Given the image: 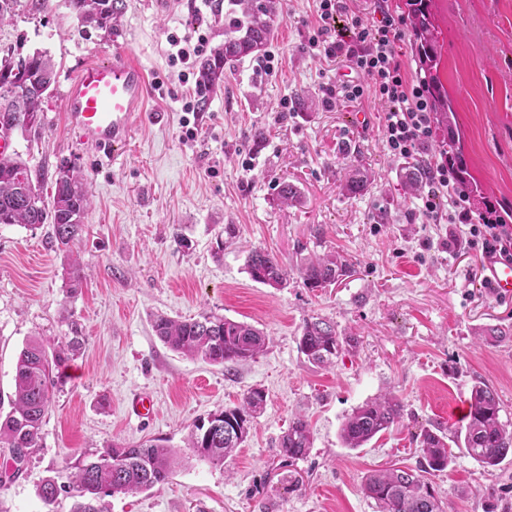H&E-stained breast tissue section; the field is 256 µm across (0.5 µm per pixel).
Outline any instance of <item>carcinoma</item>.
<instances>
[{
  "label": "carcinoma",
  "instance_id": "1",
  "mask_svg": "<svg viewBox=\"0 0 512 512\" xmlns=\"http://www.w3.org/2000/svg\"><path fill=\"white\" fill-rule=\"evenodd\" d=\"M431 0H407L414 18L413 26L420 63L426 71L438 72L441 49L431 21ZM78 22L112 34L124 14L126 0H68ZM277 19L276 0H227L224 5V47L201 63L198 75V106L206 110L211 95L228 62H242L260 52L274 34ZM56 83L54 65L42 51L23 54L7 49L0 57V131L11 128L23 135L41 126L44 99ZM439 123L448 129V152L455 150V111L452 102L433 94ZM404 186L419 192L425 186L421 167L408 162L403 167ZM45 173L31 167L20 156L0 158V224H18L33 228L53 225L57 249L67 250L84 230V219L91 201L84 178L74 167L59 169L52 182L51 195L44 194ZM370 175L356 171L344 188L349 193L363 191ZM246 269L255 282L282 288L288 282V270L276 254L253 250L246 259ZM352 263L337 252L313 254L304 258L298 269L307 288H330L350 276ZM160 340L171 350L214 365H233L255 358L266 346L264 332L247 322L203 313L193 319L159 316L153 324ZM72 336L65 345L49 354L43 345L31 341L17 358L14 392L8 396L9 411L0 419V444L6 448H24L32 454L39 448L43 420L51 405L55 389L62 382L57 373L80 350L83 337L77 324H71ZM479 336L492 345L512 339V326H488ZM357 341L343 336L336 324L321 317L304 320L298 347L314 366L330 365ZM266 405L260 388L248 390L239 406L229 410L240 421L238 429L224 430V412L212 413L194 425L188 447L199 458L222 464L246 442L250 423ZM403 403L394 396L367 401L353 409L342 422L339 437L347 448H361L377 434L401 423ZM463 439L467 454L485 468L501 464L512 455V426L500 419L497 393L484 383L470 393L468 422L464 429L452 432ZM419 438V466L415 469L387 467L369 474L362 486L363 494L373 500L377 512H445V502L428 476L442 472L452 462L453 453L446 434L422 430ZM313 435L304 416L297 414L279 442V454L292 464L307 456ZM179 451L147 440L135 445H112L78 460L67 474V483L47 478L37 488L44 506L51 507L60 492L75 498L72 512H108L104 498L115 494H135L161 486L172 475Z\"/></svg>",
  "mask_w": 512,
  "mask_h": 512
}]
</instances>
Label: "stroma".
<instances>
[{"instance_id": "stroma-1", "label": "stroma", "mask_w": 512, "mask_h": 512, "mask_svg": "<svg viewBox=\"0 0 512 512\" xmlns=\"http://www.w3.org/2000/svg\"><path fill=\"white\" fill-rule=\"evenodd\" d=\"M201 0H127L112 34L80 26L67 0L36 12L19 0L0 22V51L47 52L57 82L43 105L38 138L12 136L15 151L54 180L60 166L84 175L92 206L72 252L56 248L53 227L0 225V393L13 391L15 364L30 340L54 350L82 330L43 421L40 446L14 471L0 447V512H70L60 494L46 510L37 486L65 482L81 457L110 444L161 439L180 451L168 483L108 497L109 512H376L361 485L372 470L417 467V435L457 427L450 410L467 405L475 383L496 389L500 417L512 424V340L495 346L480 328L512 325V300L482 284L481 248L459 224H428L419 197L401 188L403 160L383 143L382 105L337 103L320 87L336 74L308 44L318 27L313 0H279L274 70L254 58L224 66L207 111L182 121L194 91L169 63L167 35L200 30L209 50L224 44V14ZM441 47L439 79L456 110L462 159L512 225V0H432ZM128 51L147 75L142 116L115 159L70 131L64 94L77 68ZM368 123L358 127L357 113ZM193 136H186V128ZM367 170L357 194L345 172ZM294 184L300 201L283 206ZM236 237L225 241L224 228ZM183 234L187 246L174 242ZM276 253L291 275L283 288L253 281L248 249ZM337 251L353 272L332 288H305L295 273L300 249ZM77 255L81 290L67 296L64 271ZM212 312L262 329L267 348L230 367L183 357L156 336V316L189 319ZM334 322L356 348L333 365H311L298 349L309 317ZM266 392L263 413L232 459L212 464L187 448L193 425ZM404 407L402 426L364 447H345V416L386 393ZM146 394L154 413L131 412ZM314 434L305 459L283 462L279 441L295 414ZM432 482L446 512H484L483 489L512 510V459L484 470L462 448Z\"/></svg>"}]
</instances>
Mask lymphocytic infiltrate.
Segmentation results:
<instances>
[{
  "mask_svg": "<svg viewBox=\"0 0 512 512\" xmlns=\"http://www.w3.org/2000/svg\"><path fill=\"white\" fill-rule=\"evenodd\" d=\"M320 24L309 44L320 56L342 63L354 72V79L322 84L323 103L334 107L338 100H363L373 94L385 107L383 133L388 154L409 158L426 150L435 135L433 107L424 81L409 77L400 56L407 20L382 4H375L378 18L363 22L349 0H317ZM350 25L345 32L332 34L338 18ZM369 78V85L358 83V76ZM428 191L422 197L420 212L430 224H465L470 236L481 243L482 257L512 262V226L475 221L468 206V195L457 179V167L447 158L428 161Z\"/></svg>",
  "mask_w": 512,
  "mask_h": 512,
  "instance_id": "lymphocytic-infiltrate-1",
  "label": "lymphocytic infiltrate"
}]
</instances>
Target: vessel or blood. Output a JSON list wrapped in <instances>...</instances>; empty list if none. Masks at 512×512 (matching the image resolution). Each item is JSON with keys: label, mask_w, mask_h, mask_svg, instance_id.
Masks as SVG:
<instances>
[{"label": "vessel or blood", "mask_w": 512, "mask_h": 512, "mask_svg": "<svg viewBox=\"0 0 512 512\" xmlns=\"http://www.w3.org/2000/svg\"><path fill=\"white\" fill-rule=\"evenodd\" d=\"M145 92L142 67L126 52H113L110 59L79 68L64 96L66 121L79 140L114 152L128 139ZM485 266L493 293L512 297V263L490 258Z\"/></svg>", "instance_id": "1"}]
</instances>
